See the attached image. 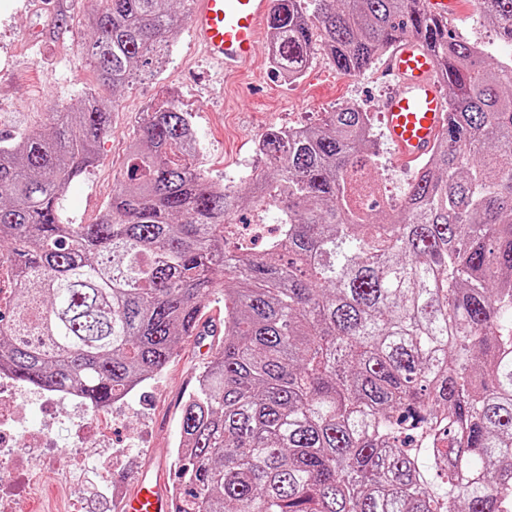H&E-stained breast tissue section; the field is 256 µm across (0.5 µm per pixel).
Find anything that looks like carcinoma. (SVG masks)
Masks as SVG:
<instances>
[{
	"label": "carcinoma",
	"instance_id": "obj_1",
	"mask_svg": "<svg viewBox=\"0 0 512 512\" xmlns=\"http://www.w3.org/2000/svg\"><path fill=\"white\" fill-rule=\"evenodd\" d=\"M512 49V0H477ZM179 0H95V73L52 132L0 138V368L108 407L160 373L224 288L219 351L181 410L174 512H512V63L456 39L425 0H277L275 70L315 48L344 75L404 34L434 53L451 112L386 221L354 158L368 113L258 140L266 249L226 234L243 195L205 178L191 114L150 107L94 224L57 200L97 157L114 91L163 63Z\"/></svg>",
	"mask_w": 512,
	"mask_h": 512
}]
</instances>
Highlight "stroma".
<instances>
[{"mask_svg":"<svg viewBox=\"0 0 512 512\" xmlns=\"http://www.w3.org/2000/svg\"><path fill=\"white\" fill-rule=\"evenodd\" d=\"M93 7L92 0H54L32 11L25 0H0L1 136L46 125L52 112L81 105L92 75L83 23ZM449 27L457 38L479 43L490 62L512 60V52L483 23L472 0H466ZM266 52V44H259L252 67L225 77L223 68L194 44L189 23H182L161 71L117 93L96 162L69 183L59 200L64 221H98L121 177L142 113L168 97L192 116L204 176L236 187L245 186L260 167L255 144L270 129L313 125L347 104L369 112L375 156L368 176L382 180L374 215L387 219L389 205L399 204L414 170L396 163L385 136L380 103L388 83L381 74L383 58L346 76L319 52L304 75L291 82L270 67ZM214 353L212 346L183 342L162 372L127 395L125 411L112 419L113 481L129 484L141 470L173 462L181 405Z\"/></svg>","mask_w":512,"mask_h":512,"instance_id":"1","label":"stroma"}]
</instances>
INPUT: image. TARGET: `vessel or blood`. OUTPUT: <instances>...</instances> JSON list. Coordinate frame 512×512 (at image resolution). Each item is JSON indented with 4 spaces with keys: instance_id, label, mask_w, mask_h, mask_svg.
Instances as JSON below:
<instances>
[{
    "instance_id": "vessel-or-blood-1",
    "label": "vessel or blood",
    "mask_w": 512,
    "mask_h": 512,
    "mask_svg": "<svg viewBox=\"0 0 512 512\" xmlns=\"http://www.w3.org/2000/svg\"><path fill=\"white\" fill-rule=\"evenodd\" d=\"M274 0H192L195 43L225 74L239 73L254 57L261 24ZM384 69L392 84L381 101L388 138L399 162L428 154L450 127L448 103L433 55L415 36L399 38ZM164 469L143 470L122 490L118 512H172Z\"/></svg>"
}]
</instances>
